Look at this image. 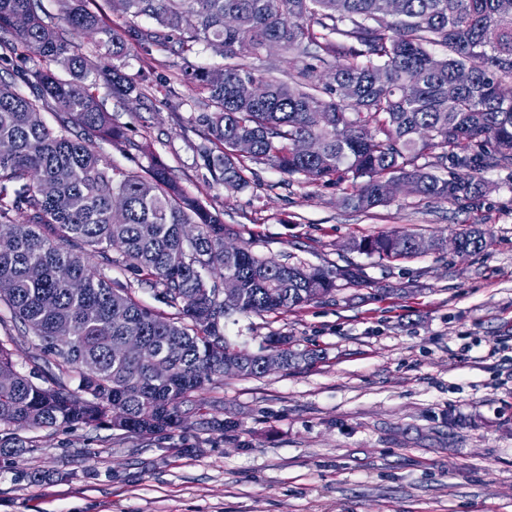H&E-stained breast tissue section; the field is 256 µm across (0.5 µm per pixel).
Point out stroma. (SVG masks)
Wrapping results in <instances>:
<instances>
[{"instance_id": "35a3bbf8", "label": "stroma", "mask_w": 512, "mask_h": 512, "mask_svg": "<svg viewBox=\"0 0 512 512\" xmlns=\"http://www.w3.org/2000/svg\"><path fill=\"white\" fill-rule=\"evenodd\" d=\"M177 56L138 49L147 97L103 95L115 125L151 145L102 155L128 168L161 159L205 199L240 244L283 263L360 266L364 286L263 316L233 313L224 334L258 351L287 336L319 351L311 366L226 377L201 396L234 422L224 434L188 413L171 438L107 427L17 430L21 456L0 457V512H512V168L481 171L480 205L402 192L369 212L336 186L250 163L232 191L200 156L211 136L201 99L174 77ZM478 224L483 252L389 261L352 250L386 231L452 237Z\"/></svg>"}]
</instances>
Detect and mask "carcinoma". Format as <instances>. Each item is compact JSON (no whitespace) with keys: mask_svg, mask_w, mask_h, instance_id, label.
Here are the masks:
<instances>
[{"mask_svg":"<svg viewBox=\"0 0 512 512\" xmlns=\"http://www.w3.org/2000/svg\"><path fill=\"white\" fill-rule=\"evenodd\" d=\"M41 0H0V67L16 69L37 90L30 99L0 82V303L36 336L56 372L36 383L16 369L0 340V426L56 430L106 426L162 440L182 427V407L194 405L201 424L225 433L218 406L195 403L205 385L230 373L264 375L263 353L277 354L283 370L313 364L286 336H270L258 352L241 349L220 330L232 312L281 313L360 286L357 265L305 267L280 263L240 246L224 258V239L237 232L188 192L165 164L140 170L106 160L98 142L150 151L112 124L96 90L124 99L145 97L146 75L123 73L114 60L132 39L145 55L177 39L179 55L202 44L223 57L207 68L177 73L208 111L198 117L214 139L203 150L216 180L249 186L244 158L266 162L309 183L347 184L343 203L367 211L391 202L387 183L407 180L414 195L444 202L475 201L486 193L477 171L512 167V0H118L122 11L155 26L125 33L108 28L82 0H58L66 28L41 16ZM90 35L104 53L90 60L74 37ZM270 43L298 64L293 83L241 62ZM469 71L461 85L457 76ZM241 84L254 97L237 95ZM58 110L88 136L43 118L40 102ZM314 138L317 156L295 153L294 142ZM252 143L236 152L240 139ZM436 150L435 164H418ZM451 164L448 177L434 168ZM468 253L490 246L483 229L458 234ZM418 236L396 231L366 236L351 249L382 260L418 255ZM122 264L175 310L144 306L132 288L101 273ZM67 268L84 283L74 292L57 278ZM239 282V297L224 304L208 285L214 274ZM72 333L55 338L59 325ZM137 341L168 367L164 377L139 352ZM25 442L0 434V453Z\"/></svg>","mask_w":512,"mask_h":512,"instance_id":"carcinoma-1","label":"carcinoma"}]
</instances>
